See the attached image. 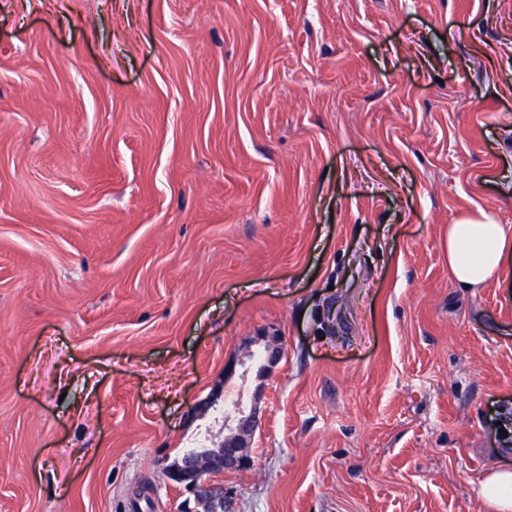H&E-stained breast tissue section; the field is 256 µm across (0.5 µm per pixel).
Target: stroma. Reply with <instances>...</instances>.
Here are the masks:
<instances>
[{"label":"stroma","instance_id":"obj_1","mask_svg":"<svg viewBox=\"0 0 512 512\" xmlns=\"http://www.w3.org/2000/svg\"><path fill=\"white\" fill-rule=\"evenodd\" d=\"M512 0H0V512H492ZM282 354L267 363L263 334ZM512 228L498 224L489 213L461 215L448 226V268L456 281L479 288L509 279ZM249 463L250 457L237 450L227 451L224 456L214 452L192 454L187 464L180 468H169L165 474L170 482L182 485L192 492L198 501L201 492L214 488L210 486L214 484L210 483L207 476L224 473V470L243 468Z\"/></svg>","mask_w":512,"mask_h":512}]
</instances>
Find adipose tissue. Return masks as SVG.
Masks as SVG:
<instances>
[{
	"label": "adipose tissue",
	"instance_id": "adipose-tissue-1",
	"mask_svg": "<svg viewBox=\"0 0 512 512\" xmlns=\"http://www.w3.org/2000/svg\"><path fill=\"white\" fill-rule=\"evenodd\" d=\"M448 268L472 288L512 278V229L482 210L461 215L448 227Z\"/></svg>",
	"mask_w": 512,
	"mask_h": 512
}]
</instances>
